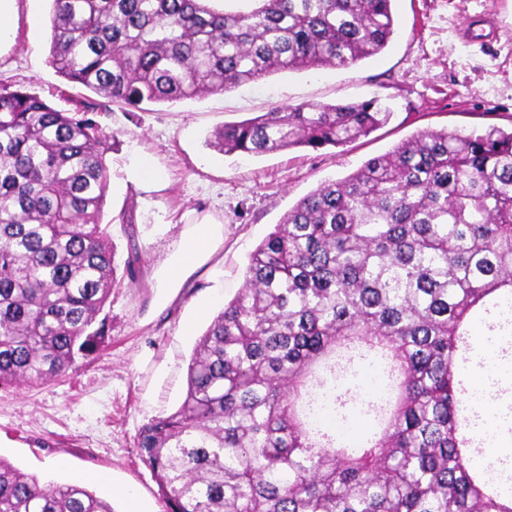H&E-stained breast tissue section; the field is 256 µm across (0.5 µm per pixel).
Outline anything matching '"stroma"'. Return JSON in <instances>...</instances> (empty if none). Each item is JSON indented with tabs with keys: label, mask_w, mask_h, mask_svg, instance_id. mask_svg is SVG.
<instances>
[{
	"label": "stroma",
	"mask_w": 512,
	"mask_h": 512,
	"mask_svg": "<svg viewBox=\"0 0 512 512\" xmlns=\"http://www.w3.org/2000/svg\"><path fill=\"white\" fill-rule=\"evenodd\" d=\"M395 33L378 55L345 67L284 71L225 93L135 109L107 104L96 119L117 140L107 155L110 186L102 221L116 263L129 243L141 260L135 280L121 279L101 315L108 327L100 351L78 370L44 385L0 388V456L41 480L75 482L114 512H166L167 505L136 448L140 429L174 412L186 392L193 349L214 316L244 285L250 254L300 199L342 179L425 129L461 133L512 128V0H392ZM51 0H17L11 39L0 44V85L23 84L54 107L97 101L49 62ZM378 98L387 123L339 147L292 148L260 156H227L209 141L216 128L255 117L270 106ZM149 162L154 178L131 174ZM209 219L224 227L221 261L201 269L167 300L154 269L182 230ZM369 361L336 382L345 405L327 412L343 443L371 423L361 399ZM463 400L475 388L494 411L498 446L484 448L487 479L512 449V340L478 346L463 369Z\"/></svg>",
	"instance_id": "35a3bbf8"
}]
</instances>
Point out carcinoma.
I'll use <instances>...</instances> for the list:
<instances>
[{
  "instance_id": "1",
  "label": "carcinoma",
  "mask_w": 512,
  "mask_h": 512,
  "mask_svg": "<svg viewBox=\"0 0 512 512\" xmlns=\"http://www.w3.org/2000/svg\"><path fill=\"white\" fill-rule=\"evenodd\" d=\"M49 59L138 108L281 70L346 66L394 33L392 0H52ZM0 87V387L81 367L116 284L101 213L116 135L89 114ZM378 99L274 106L227 123L225 155L367 136ZM512 298V131L419 132L299 200L250 254L245 283L200 336L180 407L144 426L168 512H512L462 448L459 363ZM388 349L383 424L354 448L318 422L336 374ZM0 512H112L77 483L0 457Z\"/></svg>"
}]
</instances>
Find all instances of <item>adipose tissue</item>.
Here are the masks:
<instances>
[{"label": "adipose tissue", "instance_id": "ef3b65f1", "mask_svg": "<svg viewBox=\"0 0 512 512\" xmlns=\"http://www.w3.org/2000/svg\"><path fill=\"white\" fill-rule=\"evenodd\" d=\"M222 240V225L207 220L184 229L159 275L161 287H181L196 269L211 260Z\"/></svg>", "mask_w": 512, "mask_h": 512}]
</instances>
